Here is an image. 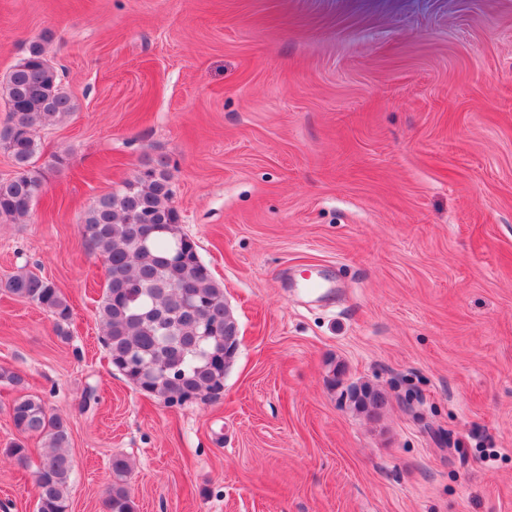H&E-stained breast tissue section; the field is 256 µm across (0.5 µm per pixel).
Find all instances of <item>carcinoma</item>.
<instances>
[{
    "instance_id": "1",
    "label": "carcinoma",
    "mask_w": 512,
    "mask_h": 512,
    "mask_svg": "<svg viewBox=\"0 0 512 512\" xmlns=\"http://www.w3.org/2000/svg\"><path fill=\"white\" fill-rule=\"evenodd\" d=\"M0 92L9 106L0 125V147L15 167L12 177L0 180V222L15 223L28 217L45 191L35 166V131L68 116L74 105L42 38L29 42ZM172 198L167 161L152 159L119 188L93 199L80 217L85 245L104 267L98 317L112 368L168 407L219 400L235 356V342L226 335L224 288L201 260L195 241L181 233ZM0 289L49 312L58 333L68 335L72 308L53 283L27 272L1 280ZM353 397L355 407L368 413L386 402L381 391L366 385ZM9 414L18 432L44 440L34 470L36 512H69L74 464L66 422L29 395L16 398ZM128 470L124 457L112 458L106 512H135L124 480Z\"/></svg>"
}]
</instances>
